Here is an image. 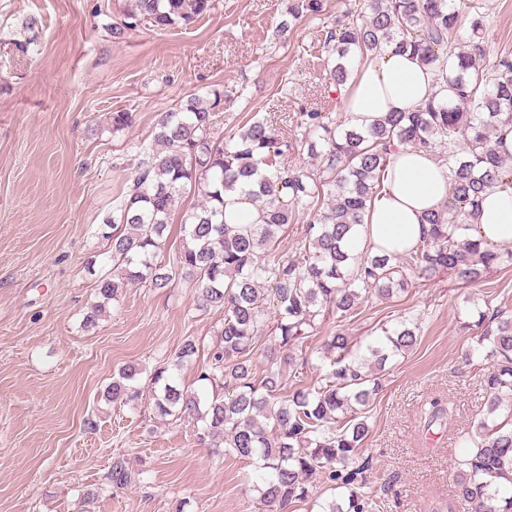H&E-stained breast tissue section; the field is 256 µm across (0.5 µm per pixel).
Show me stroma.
<instances>
[{"instance_id": "stroma-1", "label": "stroma", "mask_w": 512, "mask_h": 512, "mask_svg": "<svg viewBox=\"0 0 512 512\" xmlns=\"http://www.w3.org/2000/svg\"><path fill=\"white\" fill-rule=\"evenodd\" d=\"M343 1L327 0L323 17L302 18L277 42L281 0H213L189 26L146 24L118 41L109 26L127 0H0V512H79L86 491L95 494L89 512H174L180 502L185 512H258L252 464L198 446L191 424L156 415L150 394L130 405L104 398L119 369H140L147 384L188 339L197 352L180 380L193 386L222 313L199 309L177 280L163 291L130 286L96 327L83 318L109 268L106 222L159 113L225 85L240 96L221 113L218 136L265 118L296 140L290 163L310 166L298 114L324 102L323 29ZM479 2L487 60L512 59V0ZM28 39L38 52L19 53ZM118 110L133 112L134 125L99 131ZM488 297L512 316V262L465 287L450 273L413 278L407 292L368 296L352 317L318 321L294 345L302 382L317 384L336 329L357 340L404 319L418 325L368 407L361 455L377 512H470L452 474L460 433L486 410L485 371L470 356L478 328L460 324ZM432 400L450 409L433 436L422 419ZM118 458L139 482L112 485Z\"/></svg>"}]
</instances>
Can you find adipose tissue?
Here are the masks:
<instances>
[{"label":"adipose tissue","instance_id":"obj_1","mask_svg":"<svg viewBox=\"0 0 512 512\" xmlns=\"http://www.w3.org/2000/svg\"><path fill=\"white\" fill-rule=\"evenodd\" d=\"M436 90L433 72L411 54L387 50L358 65L347 84L341 110L350 126L364 129L390 112H403ZM447 166L429 152L397 147L385 172L386 189L372 203L354 240L374 253L401 252L430 231L427 212L445 205ZM475 234L491 245L512 243V195L486 192Z\"/></svg>","mask_w":512,"mask_h":512}]
</instances>
